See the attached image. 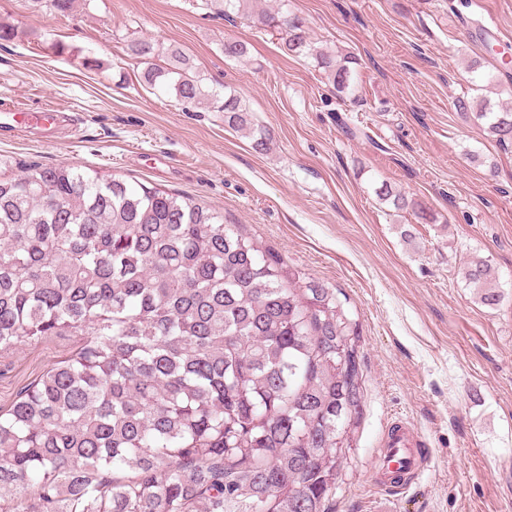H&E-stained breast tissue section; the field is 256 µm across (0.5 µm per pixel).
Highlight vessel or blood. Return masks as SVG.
I'll return each instance as SVG.
<instances>
[{"label":"vessel or blood","instance_id":"vessel-or-blood-1","mask_svg":"<svg viewBox=\"0 0 512 512\" xmlns=\"http://www.w3.org/2000/svg\"><path fill=\"white\" fill-rule=\"evenodd\" d=\"M50 112H15L0 110V132H12L20 128L44 126L52 123ZM427 457L418 443L417 433L406 425L394 426L389 430L374 473L377 486L399 491L409 488L423 472Z\"/></svg>","mask_w":512,"mask_h":512}]
</instances>
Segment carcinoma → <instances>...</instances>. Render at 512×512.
<instances>
[{
  "instance_id": "obj_1",
  "label": "carcinoma",
  "mask_w": 512,
  "mask_h": 512,
  "mask_svg": "<svg viewBox=\"0 0 512 512\" xmlns=\"http://www.w3.org/2000/svg\"><path fill=\"white\" fill-rule=\"evenodd\" d=\"M259 2L204 0L276 30L352 92V56ZM28 3L62 19L76 0ZM127 53L149 89L224 113L268 149L269 130L203 87L179 49L134 38ZM475 116L512 142L511 107ZM377 196L424 214L386 185ZM463 277L499 303L487 261ZM70 335L81 347L0 409V512H330L363 397L359 336L334 289L201 201L31 163L0 177V352Z\"/></svg>"
}]
</instances>
